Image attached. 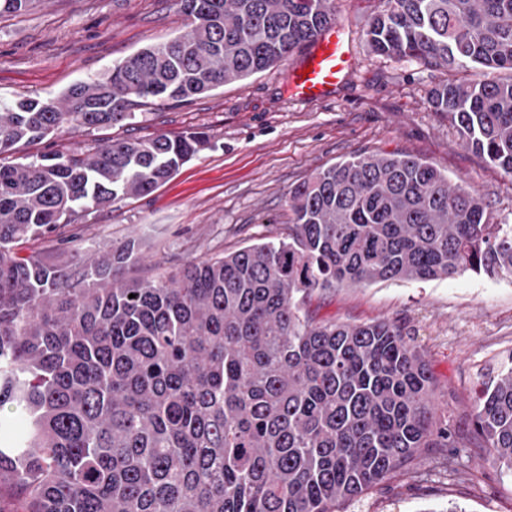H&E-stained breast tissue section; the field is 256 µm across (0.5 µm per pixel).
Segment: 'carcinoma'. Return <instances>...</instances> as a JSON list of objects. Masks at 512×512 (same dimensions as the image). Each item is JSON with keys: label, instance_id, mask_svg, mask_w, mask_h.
Wrapping results in <instances>:
<instances>
[{"label": "carcinoma", "instance_id": "carcinoma-1", "mask_svg": "<svg viewBox=\"0 0 512 512\" xmlns=\"http://www.w3.org/2000/svg\"><path fill=\"white\" fill-rule=\"evenodd\" d=\"M189 30L70 86L0 102V503L11 512H340L431 438L434 380L391 321L323 319L337 287L512 276V224L419 158L356 155L288 198V233L175 272L118 277L136 241L80 271L24 243L170 180L202 132L106 141L20 161L22 141L109 127L287 59L331 24L330 0H176ZM380 56L508 77L428 96L459 141L512 174V0H385ZM512 473V357L473 420Z\"/></svg>", "mask_w": 512, "mask_h": 512}]
</instances>
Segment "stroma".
<instances>
[{
  "instance_id": "35a3bbf8",
  "label": "stroma",
  "mask_w": 512,
  "mask_h": 512,
  "mask_svg": "<svg viewBox=\"0 0 512 512\" xmlns=\"http://www.w3.org/2000/svg\"><path fill=\"white\" fill-rule=\"evenodd\" d=\"M380 0H331L357 66L334 99L301 103L286 94L297 55L184 102L135 107L132 120L63 131L18 146L20 156L90 150L108 140L205 133L210 149L150 194L120 197L80 214L28 251L84 267L99 249L138 244L124 276L171 272L282 237L290 191L351 155L397 153L426 160L451 183L476 191L497 220L512 223V175L460 144L427 96L443 68L374 54L365 32ZM188 29L175 0H31L0 16V97L59 99L71 84L105 76L142 48ZM319 314L348 323L388 320L427 360L435 419L454 447L421 449L405 472L344 504V512H512V475L483 458L473 416L486 370L512 354V278L464 273L428 282L383 281L336 289Z\"/></svg>"
}]
</instances>
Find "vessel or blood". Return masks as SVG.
Listing matches in <instances>:
<instances>
[{
    "label": "vessel or blood",
    "instance_id": "1",
    "mask_svg": "<svg viewBox=\"0 0 512 512\" xmlns=\"http://www.w3.org/2000/svg\"><path fill=\"white\" fill-rule=\"evenodd\" d=\"M355 65V58L348 50L340 28L329 26L292 69L286 92L290 99L301 102L332 99Z\"/></svg>",
    "mask_w": 512,
    "mask_h": 512
}]
</instances>
